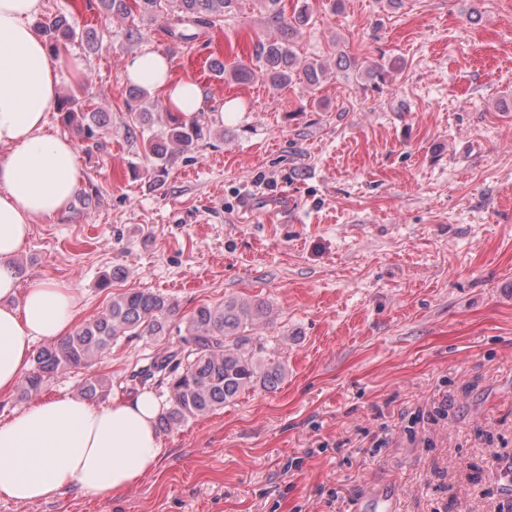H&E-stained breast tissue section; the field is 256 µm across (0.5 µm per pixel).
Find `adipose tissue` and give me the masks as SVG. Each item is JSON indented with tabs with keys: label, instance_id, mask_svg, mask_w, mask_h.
I'll use <instances>...</instances> for the list:
<instances>
[{
	"label": "adipose tissue",
	"instance_id": "ef3b65f1",
	"mask_svg": "<svg viewBox=\"0 0 512 512\" xmlns=\"http://www.w3.org/2000/svg\"><path fill=\"white\" fill-rule=\"evenodd\" d=\"M43 0H0V394L29 369L33 344L67 335L77 293L36 278L19 287L14 260L34 224L67 213L82 182L76 148L50 134L60 96L61 59L34 20ZM124 77L159 96L172 112H197L204 93L177 78L168 58H127ZM160 410L149 392L106 403L73 394L43 398L0 425V500L36 503L74 489L97 496L136 485L159 457Z\"/></svg>",
	"mask_w": 512,
	"mask_h": 512
}]
</instances>
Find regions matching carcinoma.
I'll use <instances>...</instances> for the list:
<instances>
[{
	"label": "carcinoma",
	"mask_w": 512,
	"mask_h": 512,
	"mask_svg": "<svg viewBox=\"0 0 512 512\" xmlns=\"http://www.w3.org/2000/svg\"><path fill=\"white\" fill-rule=\"evenodd\" d=\"M239 0H99L107 19L127 18L136 13L147 19L166 13L165 33L177 45H188L224 22L236 11ZM267 19L279 26L274 39L257 37L254 42L255 66L238 63L225 68L211 63L212 70L238 83L261 79L275 88H285L297 81L315 87L324 79L326 68L318 60L300 61L293 48L294 36L307 27L313 12L307 0L292 17L285 14L283 0H259ZM55 52L68 49L78 39L89 50L99 45L97 29H76L66 14L57 13L37 22ZM398 67L370 66L371 84L381 89ZM63 125L78 135L91 139L106 127L105 112H88L80 98L71 94L60 108ZM127 135L140 141L147 161L155 164L154 178L165 173L166 166L178 152L197 147L210 136L199 113L151 112L128 109ZM179 315V305L168 296L154 291H123L112 294L109 307L73 329L68 335L39 348L33 368L21 380L18 391L26 399L40 394L55 377L76 369L90 370L123 339L167 336L172 320ZM270 307L263 301L228 298L218 304H202L184 318L190 336L188 349L171 352L140 372L143 380L154 381L168 393L166 407L157 419L158 429L172 431L233 401L241 392L256 387L274 390L285 377V365L273 357L261 355L263 344L254 331L268 323ZM112 390V382L90 374L79 394L98 402Z\"/></svg>",
	"instance_id": "cac0c4a2"
}]
</instances>
